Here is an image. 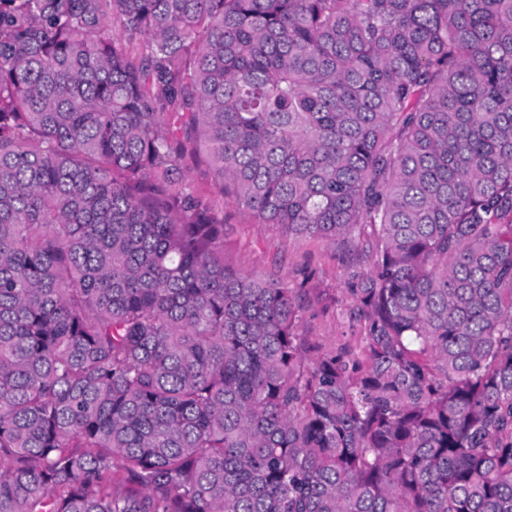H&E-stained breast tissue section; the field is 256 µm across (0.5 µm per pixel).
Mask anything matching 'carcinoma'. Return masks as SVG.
<instances>
[{
  "instance_id": "carcinoma-1",
  "label": "carcinoma",
  "mask_w": 512,
  "mask_h": 512,
  "mask_svg": "<svg viewBox=\"0 0 512 512\" xmlns=\"http://www.w3.org/2000/svg\"><path fill=\"white\" fill-rule=\"evenodd\" d=\"M0 512H512V0H0ZM187 184L194 195L213 201L224 216V258L234 267L273 276L298 292L304 307L299 333L308 356L348 348L358 353L363 328L353 319L355 304L348 293L354 273L339 257L337 247L316 238L288 236L273 224H256L234 199L221 198L205 163L185 161Z\"/></svg>"
}]
</instances>
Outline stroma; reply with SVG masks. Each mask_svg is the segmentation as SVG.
Here are the masks:
<instances>
[{"mask_svg":"<svg viewBox=\"0 0 512 512\" xmlns=\"http://www.w3.org/2000/svg\"><path fill=\"white\" fill-rule=\"evenodd\" d=\"M194 195L215 202L224 217V257L234 267L277 278L298 292L304 307L299 333L311 354L360 351L363 328L353 318L348 288L354 270L337 248L316 238H296L273 224H258L234 199L219 197L205 163L185 162Z\"/></svg>","mask_w":512,"mask_h":512,"instance_id":"1","label":"stroma"}]
</instances>
